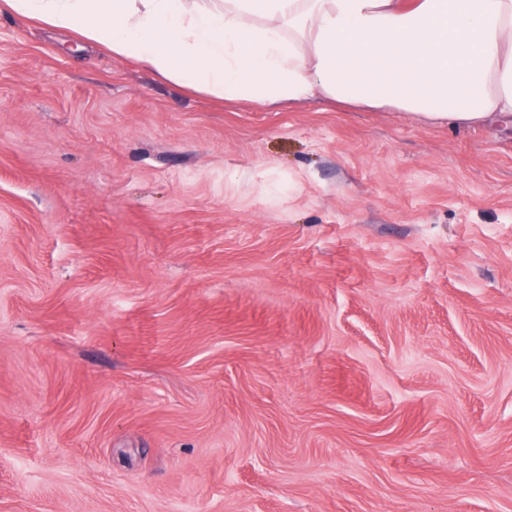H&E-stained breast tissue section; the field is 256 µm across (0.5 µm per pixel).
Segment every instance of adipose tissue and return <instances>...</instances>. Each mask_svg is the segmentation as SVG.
Instances as JSON below:
<instances>
[{"instance_id": "obj_1", "label": "adipose tissue", "mask_w": 512, "mask_h": 512, "mask_svg": "<svg viewBox=\"0 0 512 512\" xmlns=\"http://www.w3.org/2000/svg\"><path fill=\"white\" fill-rule=\"evenodd\" d=\"M184 90L421 124L512 117V0H0Z\"/></svg>"}]
</instances>
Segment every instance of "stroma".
<instances>
[{
    "label": "stroma",
    "instance_id": "35a3bbf8",
    "mask_svg": "<svg viewBox=\"0 0 512 512\" xmlns=\"http://www.w3.org/2000/svg\"><path fill=\"white\" fill-rule=\"evenodd\" d=\"M0 512H512V125L0 13Z\"/></svg>",
    "mask_w": 512,
    "mask_h": 512
}]
</instances>
